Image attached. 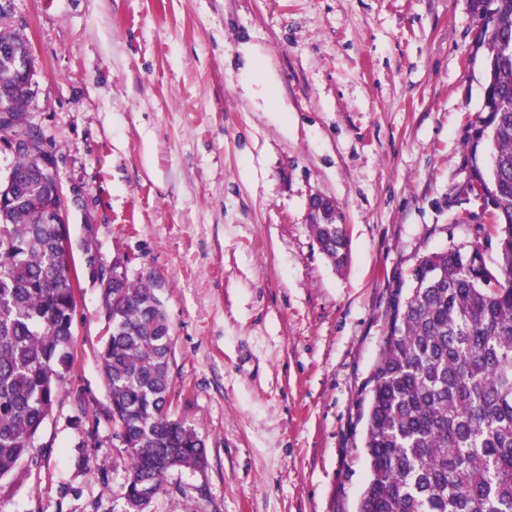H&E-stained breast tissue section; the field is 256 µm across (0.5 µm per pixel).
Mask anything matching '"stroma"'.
Listing matches in <instances>:
<instances>
[{"mask_svg": "<svg viewBox=\"0 0 512 512\" xmlns=\"http://www.w3.org/2000/svg\"><path fill=\"white\" fill-rule=\"evenodd\" d=\"M9 21L34 48L26 125L79 194L71 241L158 285L171 412L206 440L207 467L172 471L147 512H357L393 289L452 245L498 260L468 190L486 160L468 0H11ZM317 194L344 269L312 235ZM108 334L81 278L73 368L0 512H125Z\"/></svg>", "mask_w": 512, "mask_h": 512, "instance_id": "1", "label": "stroma"}]
</instances>
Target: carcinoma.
<instances>
[{
  "label": "carcinoma",
  "mask_w": 512,
  "mask_h": 512,
  "mask_svg": "<svg viewBox=\"0 0 512 512\" xmlns=\"http://www.w3.org/2000/svg\"><path fill=\"white\" fill-rule=\"evenodd\" d=\"M485 21V116L472 150L483 149L474 183L488 208L498 251L450 247L421 256L410 288L393 290L379 360L361 403L369 476L359 512H512V0H470ZM29 89L9 94L24 126ZM35 160L17 155L16 192L0 210V478L38 464L35 438L73 364L77 269L60 244L61 226L36 210L57 206ZM311 231L335 264L345 263L344 225L328 211ZM114 261L101 278L112 331L101 352L106 420L128 459L126 512H146L178 469L207 466L205 440L170 412L171 327L157 284Z\"/></svg>",
  "instance_id": "obj_1"
}]
</instances>
